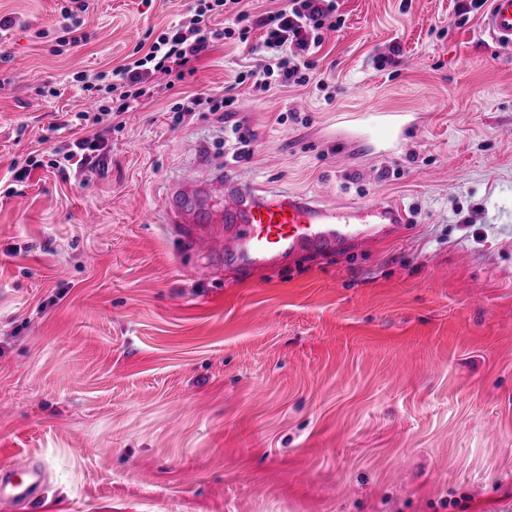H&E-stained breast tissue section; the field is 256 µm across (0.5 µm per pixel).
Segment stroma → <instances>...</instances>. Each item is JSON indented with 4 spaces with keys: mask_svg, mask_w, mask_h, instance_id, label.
Segmentation results:
<instances>
[{
    "mask_svg": "<svg viewBox=\"0 0 512 512\" xmlns=\"http://www.w3.org/2000/svg\"><path fill=\"white\" fill-rule=\"evenodd\" d=\"M308 85L254 95L261 36L218 41L120 120L73 76L126 63L194 0H0V466L47 469L38 512H512V48L454 0H336ZM401 63L387 64L392 46ZM234 89L251 155L177 99ZM368 112H396L385 142ZM100 136L104 166L13 165ZM327 204L399 201L397 236L259 266L165 222L196 178ZM74 6H65L61 10L63 22H61L58 32L61 34L56 38L57 46L64 47L79 43L82 35H77L81 22L79 20V13H85L90 4L88 0H69ZM55 49V52H61V49Z\"/></svg>",
    "mask_w": 512,
    "mask_h": 512,
    "instance_id": "obj_1",
    "label": "stroma"
}]
</instances>
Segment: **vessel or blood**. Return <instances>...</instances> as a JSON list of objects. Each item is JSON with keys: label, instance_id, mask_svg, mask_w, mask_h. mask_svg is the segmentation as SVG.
<instances>
[{"label": "vessel or blood", "instance_id": "obj_1", "mask_svg": "<svg viewBox=\"0 0 512 512\" xmlns=\"http://www.w3.org/2000/svg\"><path fill=\"white\" fill-rule=\"evenodd\" d=\"M483 27L500 47H512V0H490ZM231 195L224 203L223 216L211 212L187 213L179 201H172L171 223L181 225L182 237L197 244L227 238L229 252L238 254L248 265H261L283 251L310 246H340L354 237L351 229L354 209L348 205L326 206L299 194L265 198L246 184L227 177ZM372 223L404 224L407 214L399 202L373 201L363 207ZM47 470L38 461L23 473L0 468V503L36 512Z\"/></svg>", "mask_w": 512, "mask_h": 512}]
</instances>
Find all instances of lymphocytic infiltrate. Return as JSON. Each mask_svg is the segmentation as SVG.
Wrapping results in <instances>:
<instances>
[{"mask_svg": "<svg viewBox=\"0 0 512 512\" xmlns=\"http://www.w3.org/2000/svg\"><path fill=\"white\" fill-rule=\"evenodd\" d=\"M335 12L336 0H289L286 7L259 16L246 10L244 0H196L188 23L168 27L142 57L113 69L111 83L102 86L78 73L83 92L91 97L107 93L109 102L95 112L78 113L77 118L96 125L105 116H121L134 102L151 98L156 74L183 77L186 67L215 41L232 35L243 39L254 28L262 32L258 42L262 62L248 73L254 88L269 90L274 81L282 87L306 85L311 80L308 59L320 47L323 31L340 25ZM219 15L225 21L221 29L212 25ZM104 147L97 137L79 139L53 149L48 165L60 171L70 166L90 170L99 164Z\"/></svg>", "mask_w": 512, "mask_h": 512, "instance_id": "lymphocytic-infiltrate-1", "label": "lymphocytic infiltrate"}]
</instances>
